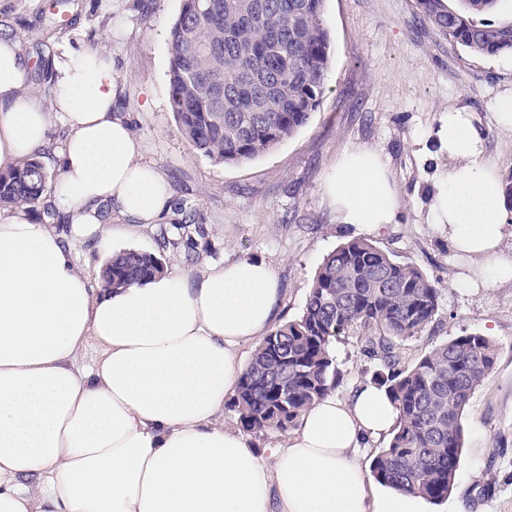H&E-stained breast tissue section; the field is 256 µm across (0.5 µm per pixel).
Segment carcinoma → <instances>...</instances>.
Segmentation results:
<instances>
[{
    "mask_svg": "<svg viewBox=\"0 0 512 512\" xmlns=\"http://www.w3.org/2000/svg\"><path fill=\"white\" fill-rule=\"evenodd\" d=\"M417 0L427 22L477 56L512 53V19L488 18L499 0ZM324 0H183L168 34L170 105L182 136L225 164L261 156L320 106L331 40ZM52 175L28 156L0 170V204L43 205V219L62 223L45 202ZM163 270L154 254L126 250L102 270L114 288ZM442 289L415 263L373 241L352 239L331 252L315 276L300 316L257 344L230 407L243 430L285 435L315 400L342 383L333 345L359 329L378 360L373 382L397 410L387 446L374 454L373 477L434 504L454 488L463 415L493 371L497 348L470 333L403 361L400 346L422 337L441 310Z\"/></svg>",
    "mask_w": 512,
    "mask_h": 512,
    "instance_id": "cac0c4a2",
    "label": "carcinoma"
}]
</instances>
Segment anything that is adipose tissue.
<instances>
[{"mask_svg":"<svg viewBox=\"0 0 512 512\" xmlns=\"http://www.w3.org/2000/svg\"><path fill=\"white\" fill-rule=\"evenodd\" d=\"M51 69L47 108L24 92L31 67L18 40L0 37V169L47 146L61 116L53 196L71 226L66 237L26 208H0V512H433L361 464L365 439L397 418L373 383L343 401L316 400L278 445L258 448L220 423L247 368L240 345L260 340L276 316L267 261L242 256L114 290L76 268L69 237L114 254L106 206L155 224L170 193L113 112L111 61L70 50ZM436 136L448 166L432 219L472 265L462 287L512 279L506 202L482 130L452 106ZM324 197L340 224L377 228L399 215L388 170L365 147L341 158ZM93 341L101 359L77 367Z\"/></svg>","mask_w":512,"mask_h":512,"instance_id":"ef3b65f1","label":"adipose tissue"}]
</instances>
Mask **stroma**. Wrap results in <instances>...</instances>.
<instances>
[{
	"label": "stroma",
	"mask_w": 512,
	"mask_h": 512,
	"mask_svg": "<svg viewBox=\"0 0 512 512\" xmlns=\"http://www.w3.org/2000/svg\"><path fill=\"white\" fill-rule=\"evenodd\" d=\"M182 0H0V28L17 37L33 67L30 93L52 99L50 55L76 48L112 60L116 107L142 145L143 161L165 178L171 201L199 211L179 229L175 210L141 226L113 212L115 247L147 251L168 270L201 272L227 257L272 264L280 282L279 322L299 316L324 258L355 238L416 263L443 289L438 325L403 348L413 362L432 346L467 333L492 340L498 359L465 411L464 450L448 502L464 512H512V281L462 290L469 272L430 220L434 180L448 164L434 132L448 106L467 107L484 133L499 176L512 173V131L491 107L512 92V54L475 56L424 23L416 0H325L331 62L321 104L308 123L272 151L223 164L194 150L170 105L168 32ZM376 150L401 201L396 223L379 230L337 223L323 187L352 148ZM346 399L370 382L376 362L356 337L335 346Z\"/></svg>",
	"instance_id": "1"
}]
</instances>
